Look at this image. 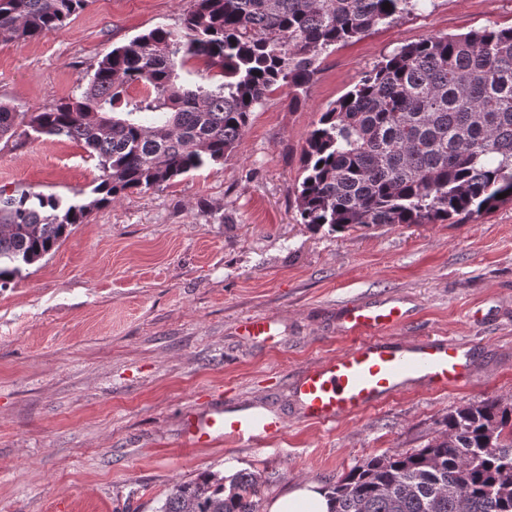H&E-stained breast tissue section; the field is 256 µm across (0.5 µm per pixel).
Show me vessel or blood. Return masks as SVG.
I'll return each instance as SVG.
<instances>
[{"label": "vessel or blood", "instance_id": "b4317fda", "mask_svg": "<svg viewBox=\"0 0 512 512\" xmlns=\"http://www.w3.org/2000/svg\"><path fill=\"white\" fill-rule=\"evenodd\" d=\"M408 317L394 299L348 305L342 323L351 337L350 346L306 366L295 380L293 393L301 414L328 425L383 405L415 382L437 389L464 383L472 361L458 344L429 338L400 343L384 337L385 329ZM283 429V418L263 407L231 409L218 401L205 414L184 417L181 432L198 447L219 439L257 447L277 438Z\"/></svg>", "mask_w": 512, "mask_h": 512}]
</instances>
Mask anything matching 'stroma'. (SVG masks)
Masks as SVG:
<instances>
[{
    "label": "stroma",
    "instance_id": "stroma-1",
    "mask_svg": "<svg viewBox=\"0 0 512 512\" xmlns=\"http://www.w3.org/2000/svg\"><path fill=\"white\" fill-rule=\"evenodd\" d=\"M194 0H88L62 28L0 40V102L37 112L77 92L113 47L180 24ZM512 26V0H429L323 53L301 103L271 93L236 153L159 189L93 209L58 248L0 289V512H157L203 472L268 477L261 501L302 483L423 447L457 406L512 402V205L465 224L340 233L301 224L300 155L322 112L365 72L433 35ZM95 159L66 140L0 142V188L89 202ZM394 298L410 309L389 338H448L469 380L414 385L331 426L302 420L292 382L347 349L340 313ZM268 318V335L242 324ZM223 395L285 420L263 447L186 446L181 419Z\"/></svg>",
    "mask_w": 512,
    "mask_h": 512
}]
</instances>
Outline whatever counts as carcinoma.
<instances>
[{
    "label": "carcinoma",
    "mask_w": 512,
    "mask_h": 512,
    "mask_svg": "<svg viewBox=\"0 0 512 512\" xmlns=\"http://www.w3.org/2000/svg\"><path fill=\"white\" fill-rule=\"evenodd\" d=\"M85 2L0 0V38L60 28ZM425 2L194 0L180 27L105 54L80 94L40 112L0 104V141L23 126L79 142L101 171L88 204L0 189V288L91 207L224 162L269 93L299 103L323 52ZM191 60L218 82L181 80ZM133 83L147 92L130 104ZM300 164L297 207L313 232L458 224L512 203V27L430 36L384 58L321 113ZM438 425L421 448L352 467L329 487L332 512H512V403L461 405ZM262 484L258 472L205 473L174 485L159 512H259Z\"/></svg>",
    "instance_id": "obj_1"
}]
</instances>
